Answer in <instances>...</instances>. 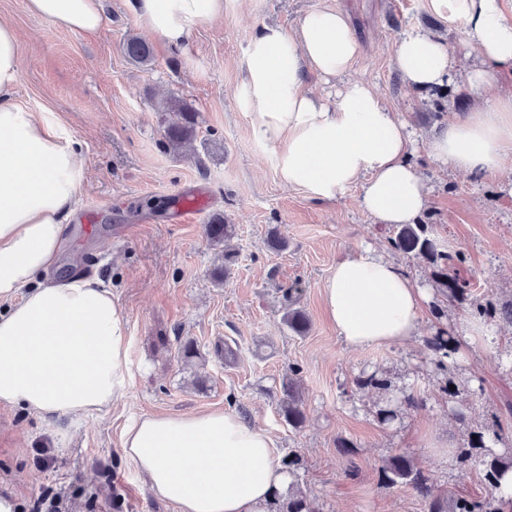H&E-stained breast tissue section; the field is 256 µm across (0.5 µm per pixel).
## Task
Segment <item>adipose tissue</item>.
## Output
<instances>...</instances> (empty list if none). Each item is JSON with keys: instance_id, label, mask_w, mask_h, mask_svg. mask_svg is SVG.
I'll return each instance as SVG.
<instances>
[{"instance_id": "1", "label": "adipose tissue", "mask_w": 512, "mask_h": 512, "mask_svg": "<svg viewBox=\"0 0 512 512\" xmlns=\"http://www.w3.org/2000/svg\"><path fill=\"white\" fill-rule=\"evenodd\" d=\"M29 11L76 34L102 27V0H27ZM460 25L477 62L465 73L489 99L427 138L435 164L472 176L505 171L512 155V17L505 0H429ZM224 0H137L140 21L172 46L222 15ZM359 50L336 9L307 11L291 29L262 26L243 58L240 99L256 138L269 146L285 186L330 202L360 186L375 223H417L428 188L410 161L409 124L365 81L345 82ZM395 66L411 88H442L457 59L435 34L399 41ZM343 80L335 103L304 86V74ZM18 48L0 20V406L52 418L117 404L130 388V337L117 296L83 273L50 272L86 173L70 131L15 98ZM327 315L348 347L402 344L415 335L425 291L372 249L337 262L322 285ZM121 451L149 489L178 512H262L290 478L269 434L223 410L130 420Z\"/></svg>"}]
</instances>
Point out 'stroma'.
I'll return each instance as SVG.
<instances>
[{
    "label": "stroma",
    "instance_id": "1",
    "mask_svg": "<svg viewBox=\"0 0 512 512\" xmlns=\"http://www.w3.org/2000/svg\"><path fill=\"white\" fill-rule=\"evenodd\" d=\"M323 6L343 12L360 43L349 80L375 84L410 125L413 160L430 188L422 223L463 256L461 273L475 295L512 300V185L438 167L424 154L434 130L428 113L466 115L478 94L459 76L440 90L411 89L394 64L398 41L414 29L440 36L462 67L474 63L463 29L435 15L427 0H224L223 17L196 26L176 48L143 26L132 0H104L94 36L32 15L27 0H0V17L18 42L15 97L80 142L87 180L79 202L97 207L92 233L82 230L83 214L69 224L53 275L94 274L110 287L128 322L131 362L129 394L117 407L51 419L0 407V488L12 490L19 512L49 490L67 495L65 512H177L121 452L125 423L143 414H238L272 437L278 456L301 455L298 487L317 512H425L410 487L381 478L384 461L398 453L411 457L441 498L484 496L481 474L461 472L455 461L453 450L468 435L443 391L449 384L471 421L500 417L506 439L499 449L512 452V370L500 364L512 355V327H492L449 359L447 371H436L426 341L440 326L459 333L464 306L447 302L428 264L390 251L386 227L359 205V188L316 202L285 187L273 151L255 138L236 97L257 28L289 29ZM132 36L151 45L148 65L125 56ZM181 106L194 111L196 130L175 152L164 132ZM194 187L208 193V206L189 223L172 222L175 196ZM217 216L235 226L238 257L230 266L206 235ZM272 230L286 249L268 246ZM367 247L392 257L427 291L418 332L405 344L349 349L326 316L323 281L338 260ZM222 266L228 277L220 282L213 271ZM434 303L444 305L443 318H434ZM292 307L309 319L305 335L283 322ZM188 343L191 358L182 354ZM373 371L390 377L397 395L418 401L389 425L376 415L377 394L355 383ZM291 375L306 415L297 429L278 415L277 392ZM426 436L447 438L448 451L422 448ZM340 440L350 443L349 454L338 451ZM44 452L52 459L46 468L37 463Z\"/></svg>",
    "mask_w": 512,
    "mask_h": 512
}]
</instances>
